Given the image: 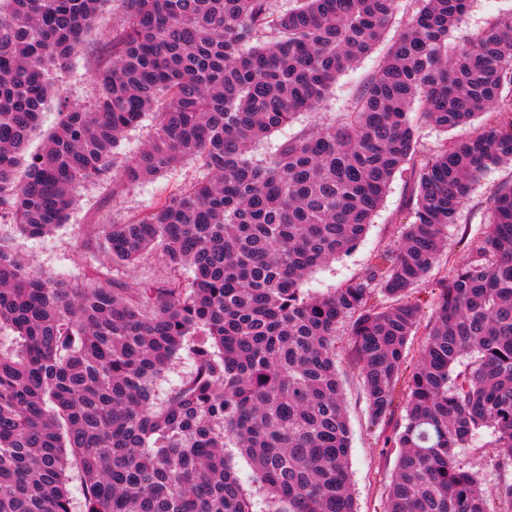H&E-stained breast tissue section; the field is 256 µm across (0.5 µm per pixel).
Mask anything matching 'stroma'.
Masks as SVG:
<instances>
[{
    "label": "stroma",
    "instance_id": "obj_1",
    "mask_svg": "<svg viewBox=\"0 0 512 512\" xmlns=\"http://www.w3.org/2000/svg\"><path fill=\"white\" fill-rule=\"evenodd\" d=\"M510 12L512 0H472L468 13L451 33L450 45H463L489 21ZM125 17L122 0H109L86 49L59 71L57 84L68 106L86 107L93 101L97 87L92 74L99 65L96 47L122 28ZM387 49V43H379L372 53L338 78L323 109L301 115L294 125L271 135L263 146L258 147V154L274 149L304 126L329 121L336 113L348 111L359 86L377 70ZM197 175L196 164L188 162L163 177L140 181L119 193L114 192L108 179L88 183L79 188L77 204L66 223L52 235L31 238L20 234L10 216L5 214L0 216V237L8 240L13 252L35 270L77 280L97 268L133 289L163 276L164 270L157 257L147 256L129 267L112 266L104 253L90 255L86 247L89 229L96 224L122 222L131 215L146 211L176 186L194 181ZM510 181V164L490 167L477 178L459 223L448 229L444 251L430 273L410 294L411 299L421 306L422 321H430L433 315L434 298L440 282L479 241L489 221L492 190ZM412 189L409 175L396 176L362 241L349 253L339 255L311 273L302 284L303 291L313 295L329 294L347 280L366 272L377 251L396 245L413 207ZM348 332V324L339 325L336 362L350 425L351 490L357 512H384L398 450L384 446L386 428L370 421L358 370L347 358Z\"/></svg>",
    "mask_w": 512,
    "mask_h": 512
}]
</instances>
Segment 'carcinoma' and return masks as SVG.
<instances>
[{"instance_id":"obj_1","label":"carcinoma","mask_w":512,"mask_h":512,"mask_svg":"<svg viewBox=\"0 0 512 512\" xmlns=\"http://www.w3.org/2000/svg\"><path fill=\"white\" fill-rule=\"evenodd\" d=\"M106 0H0V211L43 237L77 186L114 191L187 161L195 181L149 211L100 224L87 248L112 263L156 255L167 276L129 290L104 272L67 281L0 241V512H357L336 328L372 421L391 412L420 325L408 293L430 272L471 185L512 161V13L459 50L469 0H412L354 105L258 159L256 145L325 105L337 78L383 40L399 0H124L102 48L99 92L45 137L56 72L81 50ZM442 132L496 114L426 151L411 113ZM154 132L120 167L124 133ZM416 203L397 245L328 295L301 289L363 238L396 174ZM439 290L405 415L387 512L512 507V182ZM387 303H371L375 293ZM183 360L165 397L154 384ZM490 436L499 481L460 458ZM246 457L255 491L231 466Z\"/></svg>"}]
</instances>
